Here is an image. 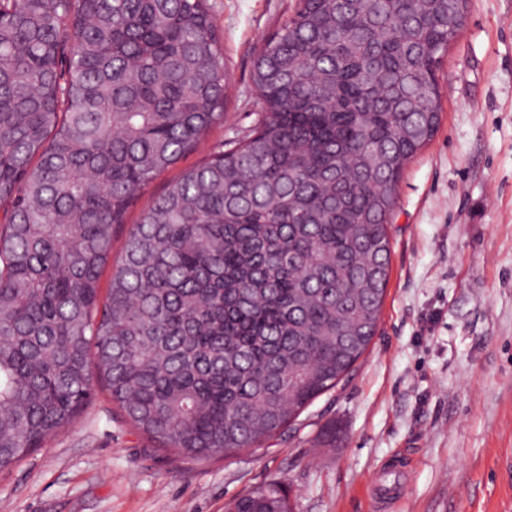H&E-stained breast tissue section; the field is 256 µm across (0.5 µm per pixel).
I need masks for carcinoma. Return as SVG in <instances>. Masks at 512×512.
I'll return each instance as SVG.
<instances>
[{
    "instance_id": "1",
    "label": "carcinoma",
    "mask_w": 512,
    "mask_h": 512,
    "mask_svg": "<svg viewBox=\"0 0 512 512\" xmlns=\"http://www.w3.org/2000/svg\"><path fill=\"white\" fill-rule=\"evenodd\" d=\"M467 3L297 0L253 62L255 128L129 225L224 121L209 0H0V470L97 383L157 449L201 462L263 447L348 377ZM227 512L291 510L271 481Z\"/></svg>"
}]
</instances>
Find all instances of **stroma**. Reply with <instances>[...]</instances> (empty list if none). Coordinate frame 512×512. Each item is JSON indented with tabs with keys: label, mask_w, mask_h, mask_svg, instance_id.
Segmentation results:
<instances>
[{
	"label": "stroma",
	"mask_w": 512,
	"mask_h": 512,
	"mask_svg": "<svg viewBox=\"0 0 512 512\" xmlns=\"http://www.w3.org/2000/svg\"><path fill=\"white\" fill-rule=\"evenodd\" d=\"M209 4L224 122L128 222L255 125L252 62L296 0ZM438 79L441 123L399 182L377 334L347 381L264 447L200 464L157 450L94 391L68 429L0 471V512H225L274 480L293 512H512V0H470Z\"/></svg>",
	"instance_id": "1"
}]
</instances>
